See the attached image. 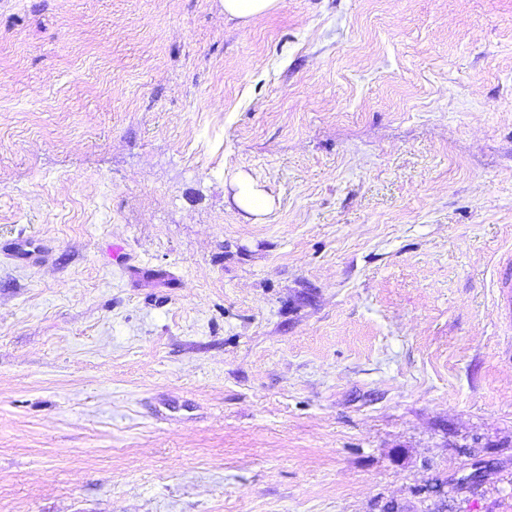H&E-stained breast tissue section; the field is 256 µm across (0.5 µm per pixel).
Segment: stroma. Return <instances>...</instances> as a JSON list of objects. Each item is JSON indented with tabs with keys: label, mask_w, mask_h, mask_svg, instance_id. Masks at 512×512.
Segmentation results:
<instances>
[{
	"label": "stroma",
	"mask_w": 512,
	"mask_h": 512,
	"mask_svg": "<svg viewBox=\"0 0 512 512\" xmlns=\"http://www.w3.org/2000/svg\"><path fill=\"white\" fill-rule=\"evenodd\" d=\"M508 253L512 0H0V512H512ZM278 0H224V15L249 24L276 7ZM233 200L238 207L253 216L263 214L270 206L265 191L247 176L238 177Z\"/></svg>",
	"instance_id": "obj_1"
}]
</instances>
